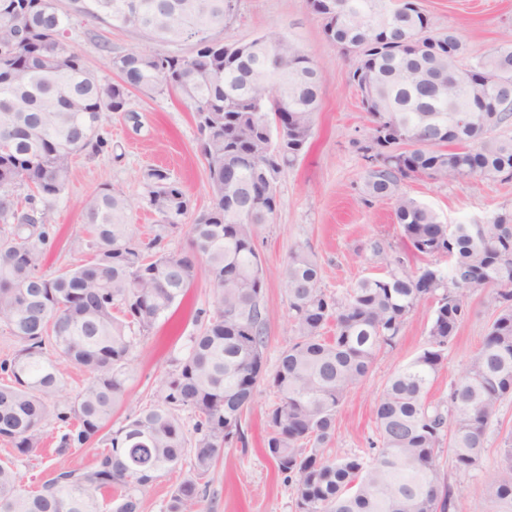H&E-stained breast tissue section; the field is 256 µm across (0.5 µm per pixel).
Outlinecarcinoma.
Segmentation results:
<instances>
[{"label":"carcinoma","mask_w":512,"mask_h":512,"mask_svg":"<svg viewBox=\"0 0 512 512\" xmlns=\"http://www.w3.org/2000/svg\"><path fill=\"white\" fill-rule=\"evenodd\" d=\"M325 38L359 61L349 80L362 92L371 127L362 147L369 170L365 194L390 199L407 249L448 255V274L425 267L415 275L384 254L387 272L363 278L338 297L320 286V270L302 247L282 270L294 339L272 376L266 448L290 482L296 512H450L456 489L437 465L442 436L457 473L481 468L487 430L512 397V211L480 227L439 221L400 190L402 180L440 181L512 176V139L492 132L512 118V42L471 62L454 28L432 33L417 0H306ZM234 0H73L72 13L45 0H0V325L20 345L0 361V440L15 461L42 449L49 418L61 451L99 437L92 466H61L38 491L22 483L15 461L0 463V512H140V494L182 467L191 473L165 512H202L200 487L224 444L245 443L241 422L265 366V280L254 238L277 211V183L304 150L319 110L322 74L282 32L225 43L214 30L233 16ZM133 27L167 44L192 40L188 55L130 51L112 57L119 81L104 83L64 41L71 14ZM174 91L194 112L208 172L209 206L191 200L161 167L142 173L143 201L158 217L146 242L130 233L133 204L112 186L87 195L81 210L89 258L53 274L41 264L51 231L46 210L67 189L72 159L106 146L104 122L128 110L131 90ZM476 118L451 121L458 111ZM28 189V209L14 189ZM189 224L191 245L164 240ZM212 300L196 331L154 393L125 423L105 431L126 397L128 365L138 342L179 304L200 277ZM492 289L495 316L448 397L427 402L447 364L448 347L468 315L466 298ZM439 296L426 347L388 382L376 406L380 445L371 453L327 456L342 404L368 375L376 355L396 345L421 298ZM336 333L325 335L329 323ZM88 382L55 404L61 365ZM197 421L187 438L178 411ZM487 486L493 510L512 509V440L499 450Z\"/></svg>","instance_id":"cac0c4a2"}]
</instances>
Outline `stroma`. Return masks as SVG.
<instances>
[{"mask_svg": "<svg viewBox=\"0 0 512 512\" xmlns=\"http://www.w3.org/2000/svg\"><path fill=\"white\" fill-rule=\"evenodd\" d=\"M419 4L431 16L435 30L453 27L461 32L469 57L487 54L512 40V0H419ZM271 27L281 30L318 65L322 88L308 145L281 175L277 213L272 223L260 227L255 239L265 278L268 323L264 358L270 373L293 338L281 277L292 249L312 252L321 269V288L339 296L360 279L385 274V265L373 251L377 243L385 253L403 258L410 274L427 266L444 272L449 265L444 256L410 253L399 225L393 222L391 201L370 200L364 194L368 164L361 147L369 136L370 121L362 110L357 85L348 79L358 63L357 55L325 40L321 22L307 10L305 0H237L234 18L222 36L228 42H245ZM66 42L91 71L109 83L117 79L110 65L113 55L157 48L134 29L82 17L73 18ZM129 107L139 114V124L127 121L123 114H113L103 130L109 149L96 156L83 153L74 158L70 185L47 215L53 237L45 269L61 270L87 259L80 201L108 185L123 189L134 205V239L152 237L158 217L142 200L141 174L148 167L168 168L181 182L193 209L208 207L207 171L189 105L176 95L134 90ZM401 190L451 226L483 224L498 212L512 211V180L441 182L416 176L402 181ZM210 298L209 283L197 281L177 309L162 317L153 334L138 343L126 400L115 408L112 426L122 424L130 407L150 402L171 359L181 355L187 336L195 330V310L206 307ZM437 302L434 296L422 298L403 324L395 348L377 354L368 376L337 415L330 455L362 452L375 439L376 402L389 379L425 347ZM468 308L469 315L448 348L447 364L432 383L429 402L446 399L449 384L463 374L468 354L479 346L495 314L485 289L470 293ZM275 401L268 381H261L242 419L246 443L226 444L206 477L204 512H295L293 490L264 448L269 433L266 413ZM44 436L45 451L18 466L27 489H39L59 464L75 468L93 464L90 448L56 454L54 424L45 426ZM511 436L512 399H508L499 408L479 470L466 476L454 474L447 456H440L441 474L460 488L453 512H491L486 487L497 467L499 450Z\"/></svg>", "mask_w": 512, "mask_h": 512, "instance_id": "1", "label": "stroma"}]
</instances>
